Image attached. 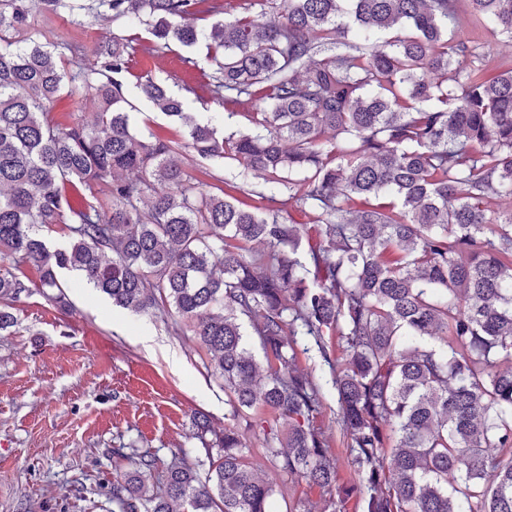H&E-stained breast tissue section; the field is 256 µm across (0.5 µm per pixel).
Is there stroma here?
I'll return each mask as SVG.
<instances>
[{
	"label": "stroma",
	"mask_w": 512,
	"mask_h": 512,
	"mask_svg": "<svg viewBox=\"0 0 512 512\" xmlns=\"http://www.w3.org/2000/svg\"><path fill=\"white\" fill-rule=\"evenodd\" d=\"M25 36L58 45L79 39L88 45L112 29L110 20L72 21L49 14L28 0ZM459 32L477 40L483 76L512 71V41L475 28L470 0H456ZM185 47L163 58L135 54V72H162L169 88L201 118L213 117L232 131L246 119L193 94L199 77L186 72ZM127 97L143 134L178 145L185 126L157 113L136 88ZM68 308L29 288L11 303L14 323L0 330V512H112V480L132 470V455L150 453L160 464L186 452L205 460L195 439V413L209 415L223 429L229 407L224 384L214 374L206 350L177 327V314H136L111 300L75 272H58ZM297 366L323 387L322 425L331 448L345 450L337 423L336 392L309 340ZM126 449L127 458L114 456Z\"/></svg>",
	"instance_id": "35a3bbf8"
}]
</instances>
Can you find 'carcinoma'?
<instances>
[{
	"label": "carcinoma",
	"mask_w": 512,
	"mask_h": 512,
	"mask_svg": "<svg viewBox=\"0 0 512 512\" xmlns=\"http://www.w3.org/2000/svg\"><path fill=\"white\" fill-rule=\"evenodd\" d=\"M26 2L0 0V257L34 267L63 307L64 268L124 309L175 310L231 407L220 434L195 420L205 475L140 454L112 481L117 512H272L241 418L321 512L351 499L357 512H512V208L489 206L512 203V71L488 81L459 66L479 52L457 32L455 0H250L231 19L233 0H40L112 21L90 53L18 38ZM471 4L512 38V0ZM176 44L206 49L199 99L251 107L248 128L197 120L163 79L132 71L136 53ZM132 77L200 159L266 185L206 189L178 146L135 130ZM63 95L97 110L56 125ZM226 187L292 192L318 226L306 262L293 257L300 225ZM57 225L68 244L51 251L43 231ZM25 288L0 273L1 300ZM298 336L334 374L346 478L296 366Z\"/></svg>",
	"instance_id": "cac0c4a2"
}]
</instances>
